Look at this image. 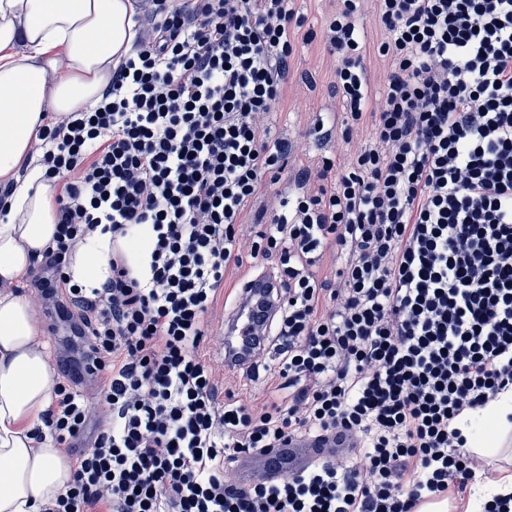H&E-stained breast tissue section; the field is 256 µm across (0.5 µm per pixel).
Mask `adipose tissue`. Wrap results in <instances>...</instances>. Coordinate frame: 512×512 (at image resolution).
Masks as SVG:
<instances>
[{"instance_id": "ef3b65f1", "label": "adipose tissue", "mask_w": 512, "mask_h": 512, "mask_svg": "<svg viewBox=\"0 0 512 512\" xmlns=\"http://www.w3.org/2000/svg\"><path fill=\"white\" fill-rule=\"evenodd\" d=\"M133 0H0V181L12 184L0 223V512H37L71 480L67 457L31 433L54 387L35 310L15 292L55 230L53 189L28 166L48 113L94 105L132 47ZM25 179H18L20 168ZM110 235L92 233L70 263L73 283L110 277Z\"/></svg>"}]
</instances>
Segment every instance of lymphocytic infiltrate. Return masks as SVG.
<instances>
[{
	"mask_svg": "<svg viewBox=\"0 0 512 512\" xmlns=\"http://www.w3.org/2000/svg\"><path fill=\"white\" fill-rule=\"evenodd\" d=\"M322 31L345 162L299 169L269 208L281 103L306 20L292 0H151L93 108L39 134L56 234L32 269L84 329L43 421L73 468L39 512H415L484 469L462 418L512 392V0H376L388 70L371 102L359 0ZM111 234L103 288L68 287ZM144 238L133 254L121 240ZM271 263L263 348L223 388L204 345L246 262ZM278 362L261 373L264 353ZM104 385L95 399L76 368ZM351 434L352 459L247 486L224 476L295 438Z\"/></svg>",
	"mask_w": 512,
	"mask_h": 512,
	"instance_id": "1",
	"label": "lymphocytic infiltrate"
}]
</instances>
